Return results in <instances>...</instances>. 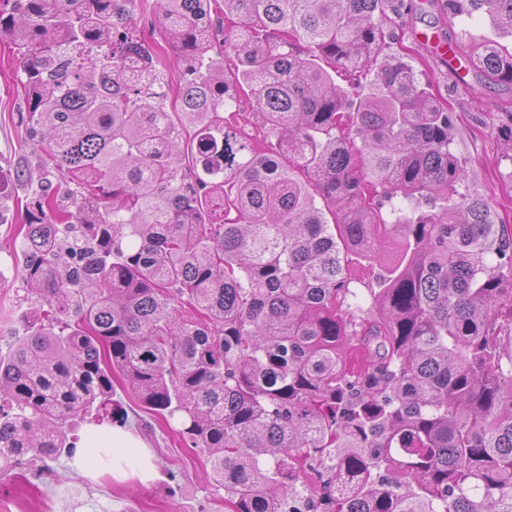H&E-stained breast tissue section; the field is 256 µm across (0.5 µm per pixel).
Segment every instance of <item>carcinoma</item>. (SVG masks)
<instances>
[{"instance_id":"carcinoma-1","label":"carcinoma","mask_w":512,"mask_h":512,"mask_svg":"<svg viewBox=\"0 0 512 512\" xmlns=\"http://www.w3.org/2000/svg\"><path fill=\"white\" fill-rule=\"evenodd\" d=\"M164 2L161 44L129 32L135 0L0 11L64 181L20 228L35 322L0 357V472L72 454L74 417L124 422L115 370L233 512H512V229L403 57L363 88L396 0ZM442 4L512 36V0ZM465 35L475 77L512 89V47ZM243 89L262 140L224 115ZM351 253L378 265L366 310Z\"/></svg>"}]
</instances>
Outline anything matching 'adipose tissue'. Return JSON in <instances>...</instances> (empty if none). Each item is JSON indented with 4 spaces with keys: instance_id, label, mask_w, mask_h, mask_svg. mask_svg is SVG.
<instances>
[{
    "instance_id": "ef3b65f1",
    "label": "adipose tissue",
    "mask_w": 512,
    "mask_h": 512,
    "mask_svg": "<svg viewBox=\"0 0 512 512\" xmlns=\"http://www.w3.org/2000/svg\"><path fill=\"white\" fill-rule=\"evenodd\" d=\"M71 465L87 475L108 468L119 480L132 473L147 481L154 474L150 450L130 431L119 426L88 429L76 444Z\"/></svg>"
}]
</instances>
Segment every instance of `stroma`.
<instances>
[{
	"instance_id": "1",
	"label": "stroma",
	"mask_w": 512,
	"mask_h": 512,
	"mask_svg": "<svg viewBox=\"0 0 512 512\" xmlns=\"http://www.w3.org/2000/svg\"><path fill=\"white\" fill-rule=\"evenodd\" d=\"M467 31L471 37L493 36L483 16L468 23L450 21L447 13L403 12L391 29L382 55H407L420 81L429 83L456 115L455 150L468 161L469 184L482 193L503 223L512 225V145L500 134L512 123V90L489 89L470 80L458 87L447 62L426 52L415 40L417 30ZM22 66L10 37L0 34V354L24 335L31 306L22 298L21 224L40 183L59 178L43 165V151L29 141L20 117L26 108ZM114 397L129 414L127 428L141 436L153 455L156 477L118 482L111 476L75 472L69 457L48 462L42 474L11 471L0 476V512H231L204 453L188 448L177 420H163L144 409L114 380Z\"/></svg>"
}]
</instances>
